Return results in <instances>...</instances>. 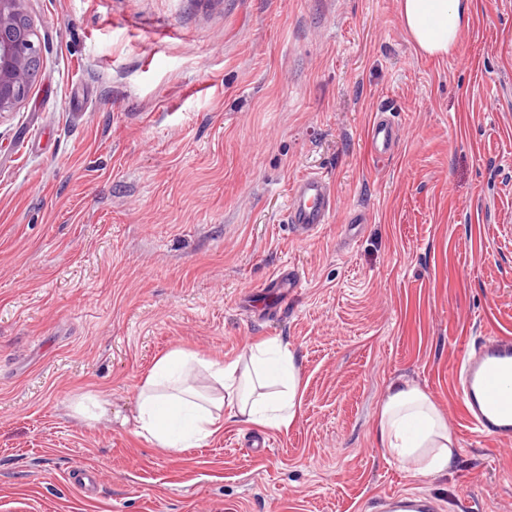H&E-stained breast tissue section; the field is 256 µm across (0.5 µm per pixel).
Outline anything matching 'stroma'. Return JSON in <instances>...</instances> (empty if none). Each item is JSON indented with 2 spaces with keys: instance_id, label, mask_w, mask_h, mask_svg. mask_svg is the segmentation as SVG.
Listing matches in <instances>:
<instances>
[{
  "instance_id": "obj_1",
  "label": "stroma",
  "mask_w": 512,
  "mask_h": 512,
  "mask_svg": "<svg viewBox=\"0 0 512 512\" xmlns=\"http://www.w3.org/2000/svg\"><path fill=\"white\" fill-rule=\"evenodd\" d=\"M43 46L0 114V512H512V450L469 426L465 346L512 336V0H475L448 57L397 0H28ZM399 141L375 156L376 109ZM324 174L329 224L299 240L292 183ZM301 288L268 316L280 268ZM277 336L302 409L173 451L129 420L155 359ZM398 378L460 448L447 474L388 464L373 425ZM112 419L76 420L85 393ZM97 473L90 490L69 477ZM381 502L385 512H431L434 510L432 503L421 497L403 500L398 496L388 495Z\"/></svg>"
}]
</instances>
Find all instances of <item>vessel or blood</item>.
<instances>
[{"instance_id":"1","label":"vessel or blood","mask_w":512,"mask_h":512,"mask_svg":"<svg viewBox=\"0 0 512 512\" xmlns=\"http://www.w3.org/2000/svg\"><path fill=\"white\" fill-rule=\"evenodd\" d=\"M376 153H390L397 127L390 117L376 116L368 130ZM336 208L331 184L313 173L297 179L289 189L283 221L300 239L316 234L329 223ZM458 381L467 402L470 425L478 433L504 441L512 439V338L496 337L467 350L459 363ZM384 512H432L424 498L382 500Z\"/></svg>"}]
</instances>
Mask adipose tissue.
<instances>
[{
	"mask_svg": "<svg viewBox=\"0 0 512 512\" xmlns=\"http://www.w3.org/2000/svg\"><path fill=\"white\" fill-rule=\"evenodd\" d=\"M399 18L418 53L446 57L458 49L474 0H398ZM205 377L209 386L194 383ZM301 374L287 342L270 337L247 352L210 360L177 349L160 356L138 385L135 433L159 448H193L236 420L285 431L299 417ZM377 444L421 475L447 470L459 447L431 396L409 382L390 385L374 426Z\"/></svg>",
	"mask_w": 512,
	"mask_h": 512,
	"instance_id": "obj_1",
	"label": "adipose tissue"
}]
</instances>
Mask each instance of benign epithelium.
<instances>
[{
	"label": "benign epithelium",
	"instance_id": "benign-epithelium-1",
	"mask_svg": "<svg viewBox=\"0 0 512 512\" xmlns=\"http://www.w3.org/2000/svg\"><path fill=\"white\" fill-rule=\"evenodd\" d=\"M26 5L27 0H0V114L14 111L28 97L40 67L42 47Z\"/></svg>",
	"mask_w": 512,
	"mask_h": 512
}]
</instances>
